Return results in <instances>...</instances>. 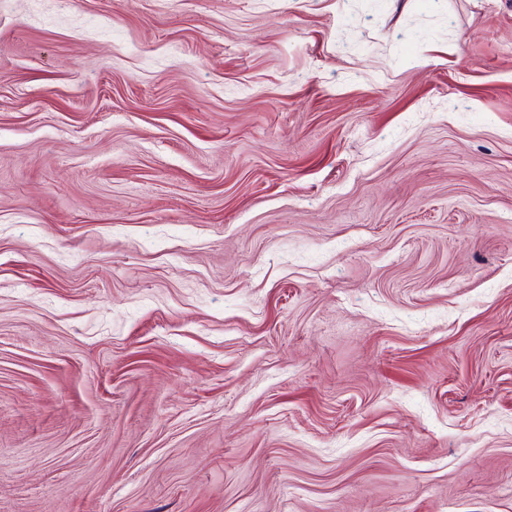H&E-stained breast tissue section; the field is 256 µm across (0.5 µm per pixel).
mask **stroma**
Masks as SVG:
<instances>
[{
	"instance_id": "obj_1",
	"label": "stroma",
	"mask_w": 512,
	"mask_h": 512,
	"mask_svg": "<svg viewBox=\"0 0 512 512\" xmlns=\"http://www.w3.org/2000/svg\"><path fill=\"white\" fill-rule=\"evenodd\" d=\"M0 512H512V0H0Z\"/></svg>"
}]
</instances>
